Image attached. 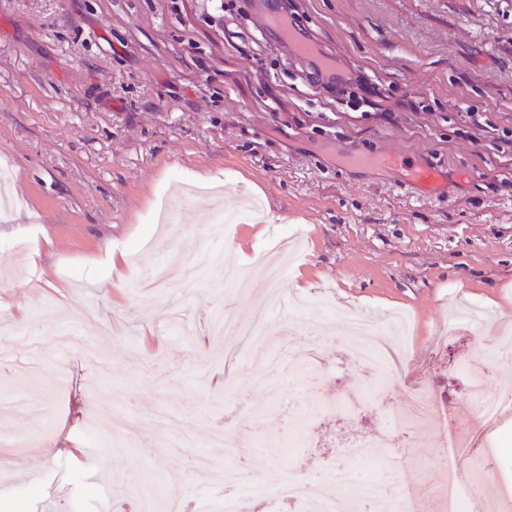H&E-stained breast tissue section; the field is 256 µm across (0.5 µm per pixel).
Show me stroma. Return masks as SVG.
Masks as SVG:
<instances>
[{
	"label": "stroma",
	"mask_w": 512,
	"mask_h": 512,
	"mask_svg": "<svg viewBox=\"0 0 512 512\" xmlns=\"http://www.w3.org/2000/svg\"><path fill=\"white\" fill-rule=\"evenodd\" d=\"M263 0H0V163L18 206L0 218V343L39 339L29 376L0 375V512H210L233 497L256 512L277 471L328 477L343 441H373L360 480L403 462L388 488L443 512L456 453L465 481L512 483V415H477L475 391L512 395V0H284L289 17L346 69L335 84L263 30ZM482 116L472 126L467 115ZM348 144L448 170L422 196L394 171H349ZM261 212L212 228L240 196ZM294 227L281 301L248 274ZM126 251L119 271L101 261ZM237 336L210 329L215 312ZM407 317L399 368L372 409L339 413L371 379L336 324ZM86 346H71L64 326ZM314 347L311 390L254 332ZM434 406L392 429L389 405L417 390ZM322 405L287 452L291 405ZM136 424L128 441L112 430ZM230 438L211 443L214 433ZM242 475L200 482L198 454Z\"/></svg>",
	"instance_id": "stroma-1"
}]
</instances>
